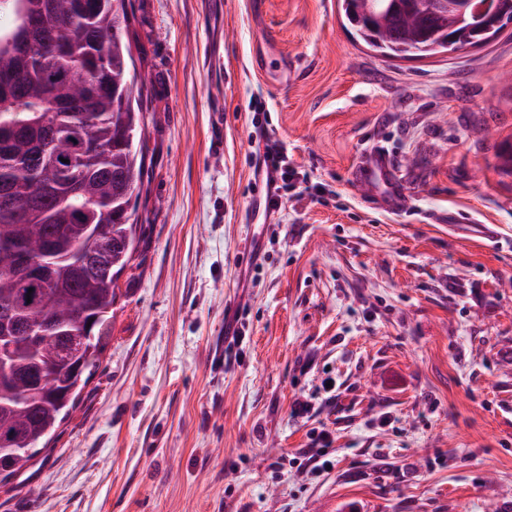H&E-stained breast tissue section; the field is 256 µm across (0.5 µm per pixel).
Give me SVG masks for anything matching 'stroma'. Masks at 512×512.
I'll return each instance as SVG.
<instances>
[{"instance_id":"35a3bbf8","label":"stroma","mask_w":512,"mask_h":512,"mask_svg":"<svg viewBox=\"0 0 512 512\" xmlns=\"http://www.w3.org/2000/svg\"><path fill=\"white\" fill-rule=\"evenodd\" d=\"M132 5L135 266L0 512H512V25L391 61L337 0ZM268 144L298 176L264 213ZM375 145L404 211L350 179ZM322 430L316 477L297 459Z\"/></svg>"}]
</instances>
